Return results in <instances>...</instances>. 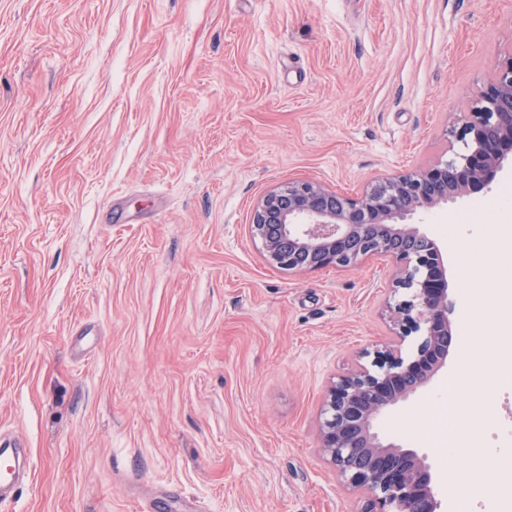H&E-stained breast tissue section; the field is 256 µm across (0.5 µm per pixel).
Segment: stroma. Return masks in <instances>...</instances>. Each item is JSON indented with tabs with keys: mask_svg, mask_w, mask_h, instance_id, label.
I'll return each mask as SVG.
<instances>
[{
	"mask_svg": "<svg viewBox=\"0 0 512 512\" xmlns=\"http://www.w3.org/2000/svg\"><path fill=\"white\" fill-rule=\"evenodd\" d=\"M512 56V0H0V426L32 476L0 512H362L319 446L328 386L393 335V270L292 272L250 236L271 189L344 195L451 159ZM444 261L512 225V153L487 188L413 218ZM461 342L378 417L424 452L440 512L470 453L455 405L512 457V333L449 397ZM445 432L448 436V449L456 452L466 448H479L472 433L461 425L455 406L450 405L445 414Z\"/></svg>",
	"mask_w": 512,
	"mask_h": 512,
	"instance_id": "obj_1",
	"label": "stroma"
}]
</instances>
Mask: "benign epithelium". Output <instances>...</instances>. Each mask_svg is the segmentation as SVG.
<instances>
[{
    "label": "benign epithelium",
    "mask_w": 512,
    "mask_h": 512,
    "mask_svg": "<svg viewBox=\"0 0 512 512\" xmlns=\"http://www.w3.org/2000/svg\"><path fill=\"white\" fill-rule=\"evenodd\" d=\"M455 136L463 152L419 172L388 178L356 197L312 181L266 193L250 224L265 259L290 271L355 267L381 255L405 299L391 308L395 335L420 336L408 357L386 350L329 387L320 451L344 482L370 495L362 512H438L428 456L382 440L374 420L426 387L453 343L448 282L435 243L408 219L489 186L512 149V56L483 84Z\"/></svg>",
    "instance_id": "obj_1"
}]
</instances>
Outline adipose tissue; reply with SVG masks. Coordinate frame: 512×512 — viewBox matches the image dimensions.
Wrapping results in <instances>:
<instances>
[{
	"mask_svg": "<svg viewBox=\"0 0 512 512\" xmlns=\"http://www.w3.org/2000/svg\"><path fill=\"white\" fill-rule=\"evenodd\" d=\"M498 247L478 254L462 248V268L466 294V317L463 321L464 351L459 371L449 381V389L474 384L478 376L493 371L498 357L497 338L512 330V321H489L486 308L491 292L502 290L503 273L512 269V225L495 228Z\"/></svg>",
	"mask_w": 512,
	"mask_h": 512,
	"instance_id": "obj_1",
	"label": "adipose tissue"
}]
</instances>
